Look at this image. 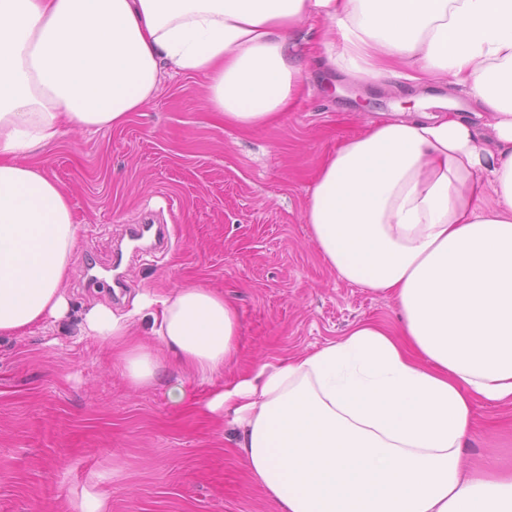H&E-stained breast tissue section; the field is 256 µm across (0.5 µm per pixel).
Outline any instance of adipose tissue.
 Listing matches in <instances>:
<instances>
[{
  "instance_id": "obj_1",
  "label": "adipose tissue",
  "mask_w": 512,
  "mask_h": 512,
  "mask_svg": "<svg viewBox=\"0 0 512 512\" xmlns=\"http://www.w3.org/2000/svg\"><path fill=\"white\" fill-rule=\"evenodd\" d=\"M311 16L326 67L449 81L488 114L495 147L429 97L347 138L305 221L337 278L391 297L401 327L358 322L202 406L239 424L232 452L277 512H512V466L464 460L474 404L512 407V0H0V334L69 311L78 225L47 150L124 125L167 70L204 76L225 123L283 117L305 70L291 38ZM144 318L156 345L135 331ZM238 328L195 284L82 321L135 388L170 359L221 375Z\"/></svg>"
}]
</instances>
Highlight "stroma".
Here are the masks:
<instances>
[{
  "label": "stroma",
  "mask_w": 512,
  "mask_h": 512,
  "mask_svg": "<svg viewBox=\"0 0 512 512\" xmlns=\"http://www.w3.org/2000/svg\"><path fill=\"white\" fill-rule=\"evenodd\" d=\"M322 27L313 18L294 35L309 75L276 124L227 125L208 108L201 76L176 75L123 127L70 133L47 150L79 225L64 283L71 307L53 330L0 335V512H69L100 496L110 512H276L228 451L235 427L186 401L360 321H398L393 300L329 269L304 207L327 158L408 89L320 67ZM147 219L167 225L168 247L126 254L122 300L86 285L85 259L108 264L124 225ZM185 283L236 307L235 361L211 382L171 362L151 385L131 387L106 344L81 335L82 314L97 304L122 311L139 293ZM465 453L512 458V408L475 404Z\"/></svg>",
  "instance_id": "35a3bbf8"
}]
</instances>
